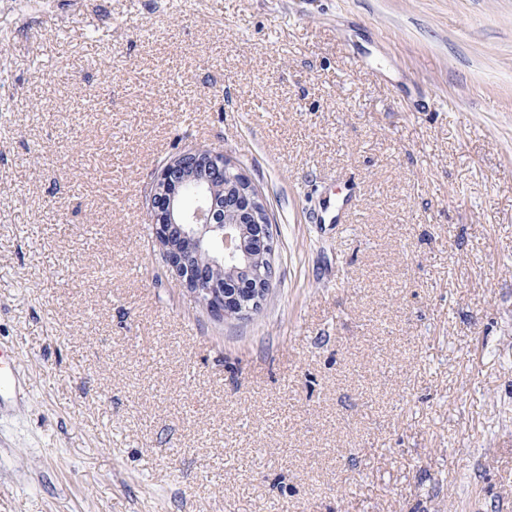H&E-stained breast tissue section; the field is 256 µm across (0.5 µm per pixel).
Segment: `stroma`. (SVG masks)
Here are the masks:
<instances>
[{
    "instance_id": "obj_1",
    "label": "stroma",
    "mask_w": 512,
    "mask_h": 512,
    "mask_svg": "<svg viewBox=\"0 0 512 512\" xmlns=\"http://www.w3.org/2000/svg\"><path fill=\"white\" fill-rule=\"evenodd\" d=\"M201 146L246 320L148 220ZM0 349V512H512V0H0ZM147 210L166 267L207 312L246 319L262 308L274 281L276 227L257 187L223 152L193 148L167 162Z\"/></svg>"
}]
</instances>
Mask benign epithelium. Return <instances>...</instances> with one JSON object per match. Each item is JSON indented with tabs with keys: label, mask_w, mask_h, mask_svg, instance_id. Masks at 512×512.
<instances>
[{
	"label": "benign epithelium",
	"mask_w": 512,
	"mask_h": 512,
	"mask_svg": "<svg viewBox=\"0 0 512 512\" xmlns=\"http://www.w3.org/2000/svg\"><path fill=\"white\" fill-rule=\"evenodd\" d=\"M148 214L166 267L207 312L246 319L262 308L276 227L257 187L224 153L193 148L167 162Z\"/></svg>",
	"instance_id": "1"
}]
</instances>
